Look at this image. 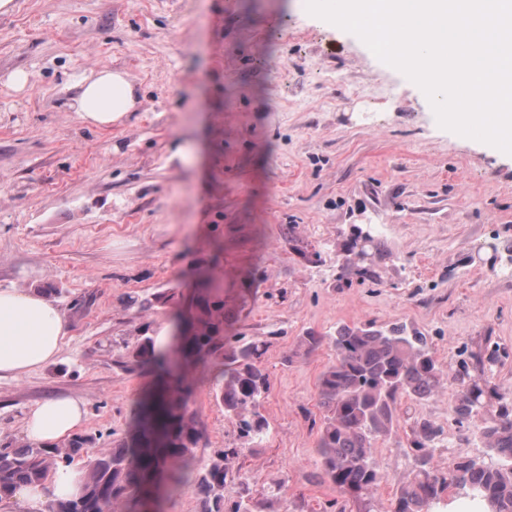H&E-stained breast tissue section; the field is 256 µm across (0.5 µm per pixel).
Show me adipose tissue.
Here are the masks:
<instances>
[{"label": "adipose tissue", "mask_w": 512, "mask_h": 512, "mask_svg": "<svg viewBox=\"0 0 512 512\" xmlns=\"http://www.w3.org/2000/svg\"><path fill=\"white\" fill-rule=\"evenodd\" d=\"M141 104L135 85L119 69H101L82 80L69 107L86 124L108 128ZM63 310L32 289L0 288V376L20 377L57 359L68 335ZM83 398L60 396L37 403L26 416L23 440L33 446L61 443L87 420ZM85 466H62L48 483L22 485L11 496L22 512H47L49 504L78 497Z\"/></svg>", "instance_id": "adipose-tissue-1"}]
</instances>
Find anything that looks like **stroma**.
Wrapping results in <instances>:
<instances>
[{"instance_id":"stroma-1","label":"stroma","mask_w":512,"mask_h":512,"mask_svg":"<svg viewBox=\"0 0 512 512\" xmlns=\"http://www.w3.org/2000/svg\"><path fill=\"white\" fill-rule=\"evenodd\" d=\"M103 68L144 100L109 129L65 105ZM19 70L22 89L8 82ZM357 227L385 252L372 283L345 265ZM494 237L512 243V156L440 128L416 84L298 0H13L0 14V287L41 290L71 322L56 362L0 377V444L57 396L88 402L82 458L122 437L153 382L125 366L126 343L173 327L205 273L236 332L266 343L270 435L242 459L249 481L284 482L288 512H327L317 383L334 353L302 336L403 322L450 375L500 347L485 374L512 389V255L493 254ZM159 292L171 300L142 308ZM193 377L201 468L238 437L209 374ZM418 415L443 430L441 469L487 457L476 432L493 409L461 424L447 393L410 405L378 447L373 512L412 475Z\"/></svg>"}]
</instances>
